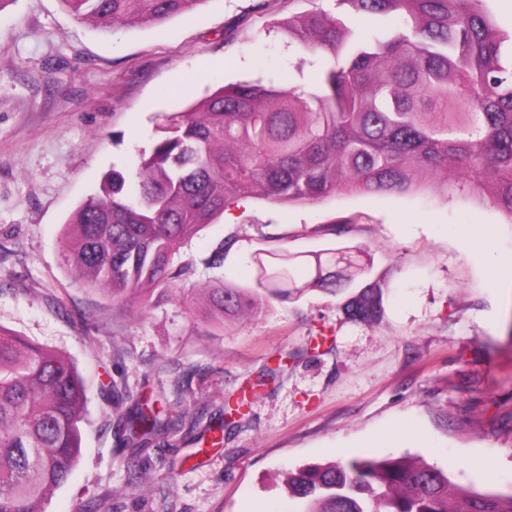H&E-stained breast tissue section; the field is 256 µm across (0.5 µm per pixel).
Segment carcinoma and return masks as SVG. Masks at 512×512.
<instances>
[{"label":"carcinoma","instance_id":"obj_1","mask_svg":"<svg viewBox=\"0 0 512 512\" xmlns=\"http://www.w3.org/2000/svg\"><path fill=\"white\" fill-rule=\"evenodd\" d=\"M104 31L161 26L206 0H61ZM483 0H336L279 28L328 66L296 92L240 82L221 87L167 119L131 177L112 170L100 194L68 222L70 260L83 283L114 298L169 288L170 260L185 239L232 202L262 198L315 203L340 194H404L432 184L465 191L512 218V32ZM359 18L399 14L403 25L361 43L341 9ZM463 174L448 182V171ZM346 259L316 256L307 280L296 257L258 262L257 284L288 296ZM223 317L257 311L240 288L209 289ZM349 321L382 318V288L346 297ZM86 393L60 354L0 328V512H45L81 454ZM125 445L144 448L164 434L163 411L135 405L120 416ZM300 512H512V494L478 492L408 456L352 458L288 474Z\"/></svg>","mask_w":512,"mask_h":512}]
</instances>
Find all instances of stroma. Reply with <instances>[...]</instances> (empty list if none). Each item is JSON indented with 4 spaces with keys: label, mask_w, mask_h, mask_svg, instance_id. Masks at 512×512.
I'll list each match as a JSON object with an SVG mask.
<instances>
[{
    "label": "stroma",
    "mask_w": 512,
    "mask_h": 512,
    "mask_svg": "<svg viewBox=\"0 0 512 512\" xmlns=\"http://www.w3.org/2000/svg\"><path fill=\"white\" fill-rule=\"evenodd\" d=\"M310 7L206 0L110 34L60 0L0 11V328L87 386L81 455L45 512H293L283 470L354 457L409 455L512 493V218L489 202L430 189L244 199L180 246L171 266L189 277L145 306L85 288L66 260L70 215L111 170H135L166 116L230 83L317 77L324 57L279 28ZM340 247L365 269L354 288H383L375 325L346 321L347 291L330 284L249 319L201 295L257 290V259ZM139 401L167 409L170 429L134 451L117 422Z\"/></svg>",
    "instance_id": "35a3bbf8"
}]
</instances>
